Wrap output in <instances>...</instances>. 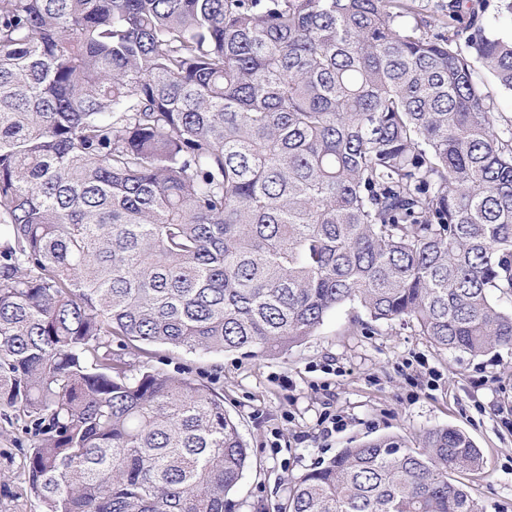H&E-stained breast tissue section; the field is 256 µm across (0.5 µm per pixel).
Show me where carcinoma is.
Masks as SVG:
<instances>
[{
  "label": "carcinoma",
  "mask_w": 512,
  "mask_h": 512,
  "mask_svg": "<svg viewBox=\"0 0 512 512\" xmlns=\"http://www.w3.org/2000/svg\"><path fill=\"white\" fill-rule=\"evenodd\" d=\"M0 0V407L45 512H232L220 396L112 338L280 354L356 302L512 348V31L448 0ZM470 437L341 449L277 512H478Z\"/></svg>",
  "instance_id": "obj_1"
}]
</instances>
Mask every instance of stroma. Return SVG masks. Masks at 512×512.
I'll return each instance as SVG.
<instances>
[{"label": "stroma", "mask_w": 512, "mask_h": 512, "mask_svg": "<svg viewBox=\"0 0 512 512\" xmlns=\"http://www.w3.org/2000/svg\"><path fill=\"white\" fill-rule=\"evenodd\" d=\"M150 364L224 399L252 457L234 512H274L290 479L381 435L415 443L428 428L464 431L482 451L467 483L479 512H512V349L474 357L437 347L405 320L372 321L348 303L318 335L274 357L156 346ZM338 422L324 428V418ZM32 429L0 409V512H41L24 473Z\"/></svg>", "instance_id": "stroma-1"}]
</instances>
